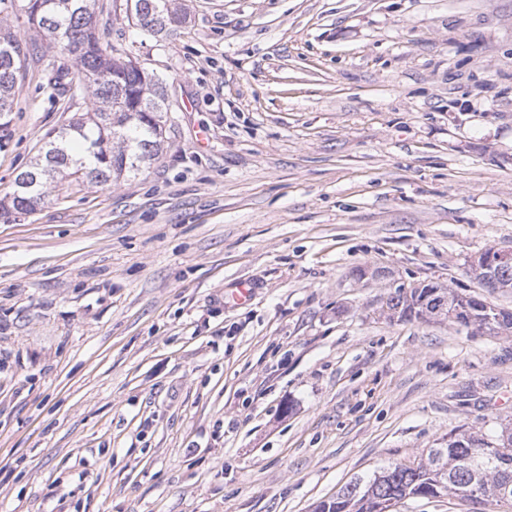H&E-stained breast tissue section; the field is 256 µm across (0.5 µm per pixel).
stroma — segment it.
I'll list each match as a JSON object with an SVG mask.
<instances>
[{
	"label": "stroma",
	"instance_id": "obj_1",
	"mask_svg": "<svg viewBox=\"0 0 512 512\" xmlns=\"http://www.w3.org/2000/svg\"><path fill=\"white\" fill-rule=\"evenodd\" d=\"M178 4L163 38L96 11L166 85L159 158L0 221V512H312L512 420V334L385 306L434 282L512 308L469 271L512 247V0ZM91 107L28 57L0 198Z\"/></svg>",
	"mask_w": 512,
	"mask_h": 512
}]
</instances>
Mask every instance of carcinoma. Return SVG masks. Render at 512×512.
Returning a JSON list of instances; mask_svg holds the SVG:
<instances>
[{"label": "carcinoma", "instance_id": "1", "mask_svg": "<svg viewBox=\"0 0 512 512\" xmlns=\"http://www.w3.org/2000/svg\"><path fill=\"white\" fill-rule=\"evenodd\" d=\"M93 0H26L30 25L44 36L42 56L46 87L75 97L90 93V111L68 127L49 133L43 155L21 172L9 200L0 202V220L33 212L44 202L48 180L61 174L76 180L108 184L139 175L158 158L166 138L164 113L168 95L162 80L142 65L110 53L93 32ZM173 0H132L126 16L156 36L170 35L186 21ZM32 42L0 32V116L12 111L14 88ZM82 75L69 80L68 61ZM426 289L395 292L388 309L407 320L419 319ZM493 321L483 313L464 322L490 334L512 332V309L492 306ZM512 483V433L504 442L495 436L460 432L427 451L418 463L391 462L367 477L346 484L336 496L319 502L314 512H383L385 504L412 498H463L472 489L473 504L498 500L505 482Z\"/></svg>", "mask_w": 512, "mask_h": 512}]
</instances>
